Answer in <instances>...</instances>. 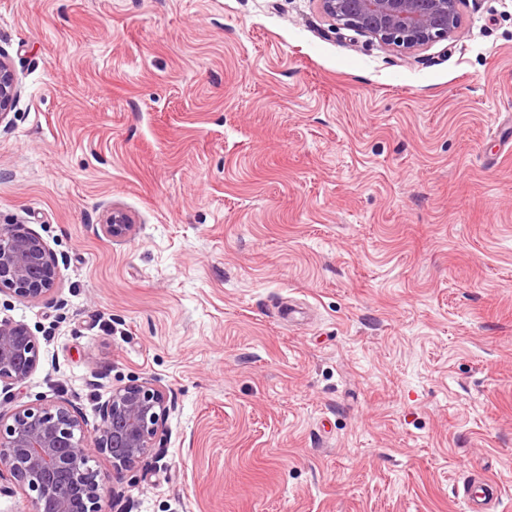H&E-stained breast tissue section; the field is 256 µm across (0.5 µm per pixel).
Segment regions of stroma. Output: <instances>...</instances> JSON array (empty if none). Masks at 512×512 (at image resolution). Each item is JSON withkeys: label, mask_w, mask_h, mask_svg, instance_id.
Listing matches in <instances>:
<instances>
[{"label": "stroma", "mask_w": 512, "mask_h": 512, "mask_svg": "<svg viewBox=\"0 0 512 512\" xmlns=\"http://www.w3.org/2000/svg\"><path fill=\"white\" fill-rule=\"evenodd\" d=\"M460 15L404 53L318 0H0V225L60 270L0 294L40 346L0 412L161 386L126 512H512V0ZM18 95V82L9 62L0 58V123L8 116ZM104 230L112 240H122L132 232L133 224L124 212L113 209L107 217ZM462 498L469 512H491L498 500L497 486L486 476L480 477L464 487Z\"/></svg>", "instance_id": "35a3bbf8"}]
</instances>
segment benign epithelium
<instances>
[{
	"mask_svg": "<svg viewBox=\"0 0 512 512\" xmlns=\"http://www.w3.org/2000/svg\"><path fill=\"white\" fill-rule=\"evenodd\" d=\"M335 26L403 50L452 40L460 31V0H319ZM18 95L9 62L0 58V123ZM105 233L122 240L133 230L128 216L112 210ZM60 271L45 241L21 224L0 226V293L49 299ZM39 343L28 326L0 320V384L24 381L37 368ZM172 404L164 389L145 380L112 389L100 405V424L90 431L68 401L23 406L0 413V468H5L32 512H105L120 492L91 465L97 458L119 475L143 462L156 447Z\"/></svg>",
	"mask_w": 512,
	"mask_h": 512,
	"instance_id": "benign-epithelium-1",
	"label": "benign epithelium"
}]
</instances>
